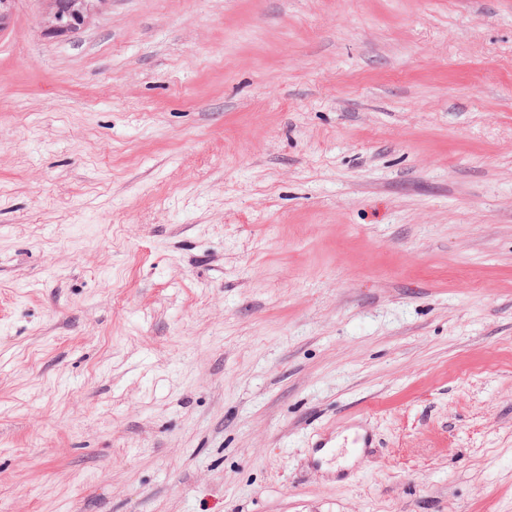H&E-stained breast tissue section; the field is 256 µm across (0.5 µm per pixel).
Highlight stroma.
<instances>
[{"mask_svg":"<svg viewBox=\"0 0 512 512\" xmlns=\"http://www.w3.org/2000/svg\"><path fill=\"white\" fill-rule=\"evenodd\" d=\"M49 10L0 22V512H512V0ZM55 7L51 14L53 30L67 32L85 23L87 16L98 4L109 0H50Z\"/></svg>","mask_w":512,"mask_h":512,"instance_id":"1","label":"stroma"}]
</instances>
